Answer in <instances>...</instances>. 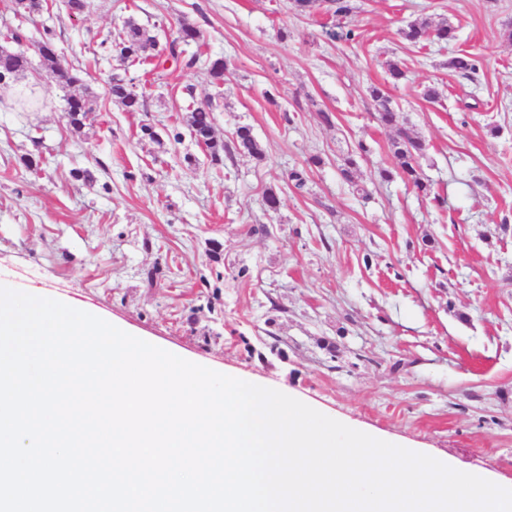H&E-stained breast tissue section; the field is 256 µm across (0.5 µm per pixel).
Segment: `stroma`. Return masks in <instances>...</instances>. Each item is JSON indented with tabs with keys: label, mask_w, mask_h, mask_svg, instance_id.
Returning a JSON list of instances; mask_svg holds the SVG:
<instances>
[{
	"label": "stroma",
	"mask_w": 512,
	"mask_h": 512,
	"mask_svg": "<svg viewBox=\"0 0 512 512\" xmlns=\"http://www.w3.org/2000/svg\"><path fill=\"white\" fill-rule=\"evenodd\" d=\"M353 3L339 20L298 14L291 0H86L76 15L53 0L20 23L0 0V28L22 25L33 40L52 28L82 78L63 85L36 56L0 84V283L42 288L160 348L511 484L512 43L500 31L512 0ZM130 17L161 38L197 27L186 48L197 63L130 67L109 54L102 40ZM424 19L447 22L454 40L409 44L403 29ZM459 53L478 60L475 79L448 69ZM218 58L232 65L219 89ZM390 61L405 71L395 85ZM114 73L144 91L141 111L108 95ZM373 86L425 142L429 193L381 179L395 133L376 119ZM86 88L92 112L77 135L66 99ZM206 102L219 163L186 133L190 104ZM241 126L263 158L237 152ZM349 152L351 183L340 172ZM86 169L93 183L75 179ZM294 169L303 189L288 185Z\"/></svg>",
	"instance_id": "35a3bbf8"
}]
</instances>
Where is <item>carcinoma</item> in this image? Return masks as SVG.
<instances>
[{
  "label": "carcinoma",
  "mask_w": 512,
  "mask_h": 512,
  "mask_svg": "<svg viewBox=\"0 0 512 512\" xmlns=\"http://www.w3.org/2000/svg\"><path fill=\"white\" fill-rule=\"evenodd\" d=\"M46 4H48V0H14V11L21 15H31L39 12ZM322 7L336 17H347L354 10L352 0H329V3L324 6L317 0H294V8L301 13H310ZM402 35L411 44L424 47L454 38V29L446 23L433 24L424 20L409 24L407 29L402 31ZM54 39L53 30L43 31L41 40L35 45L40 58L55 71L61 83L69 86L81 82V79L62 64L55 54ZM199 39L200 33L195 27L183 24L176 37L161 44L155 37L148 35L141 26L129 19L115 32L114 36L104 40L101 46L115 54L124 63L134 65L155 59L160 65L165 59H178L183 54L181 45ZM30 65L31 61L25 51H12L0 47L1 84L15 79ZM448 69L468 77L478 70V64L474 57L459 53L448 59ZM229 72V64L223 59H216L210 64V75L217 87L224 84V78ZM108 93L128 112L137 111L143 105L142 97L130 89L125 78L119 75L109 79ZM371 96L378 105L379 121L397 132V137L392 142V150L397 160L398 173L411 181L419 191L428 192V185L422 181L418 173V160L424 155L425 144L402 127V116L388 105L387 98L380 89H372ZM65 112L69 126L79 130L85 125L88 114L91 112L89 100L81 95H72L67 99ZM188 131L194 141H198L206 147L212 161H221L224 155V142L214 136L213 115L210 107L202 105L191 110ZM237 144L244 153L253 156L261 155V148L247 126L238 128Z\"/></svg>",
  "instance_id": "cac0c4a2"
}]
</instances>
